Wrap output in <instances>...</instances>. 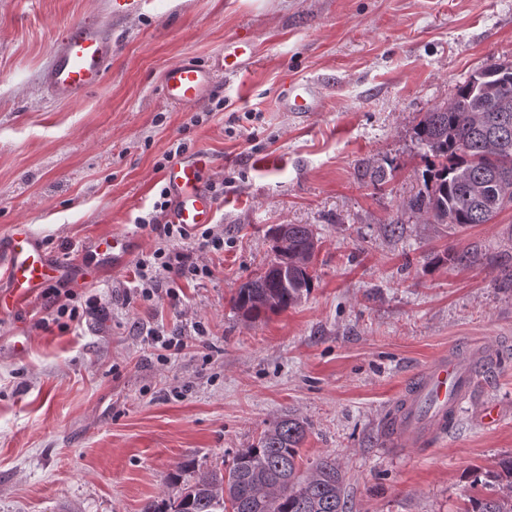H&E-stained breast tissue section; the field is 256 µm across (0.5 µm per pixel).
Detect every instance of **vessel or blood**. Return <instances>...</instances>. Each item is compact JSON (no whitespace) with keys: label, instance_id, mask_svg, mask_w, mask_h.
Returning <instances> with one entry per match:
<instances>
[{"label":"vessel or blood","instance_id":"obj_1","mask_svg":"<svg viewBox=\"0 0 512 512\" xmlns=\"http://www.w3.org/2000/svg\"><path fill=\"white\" fill-rule=\"evenodd\" d=\"M146 0H112L108 21H76L53 48V59L45 84L61 100L84 97L104 79L112 60V24L141 12ZM249 43L234 42L225 52L219 68L194 61L170 65L163 74L161 92L166 101L178 107H192L213 90L217 72L238 71L242 59L251 57ZM286 112H317L323 105L314 83L290 81L278 97ZM213 167L212 156L203 150L187 153L169 165L163 181L172 198L168 219L192 229L211 223L217 201L206 187V176ZM104 263L120 268L135 251L131 235L107 236L95 243ZM0 263L5 264L8 293H0V314L16 312L32 296L54 280L68 275L70 268L50 258L32 236L27 225H14ZM492 353L470 345L443 355L413 374L399 394L388 404L382 433L388 446L423 448L446 435L457 420V409L474 391L479 371L487 369Z\"/></svg>","mask_w":512,"mask_h":512}]
</instances>
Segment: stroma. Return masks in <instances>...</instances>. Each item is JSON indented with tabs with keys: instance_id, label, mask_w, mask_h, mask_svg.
I'll list each match as a JSON object with an SVG mask.
<instances>
[{
	"instance_id": "obj_1",
	"label": "stroma",
	"mask_w": 512,
	"mask_h": 512,
	"mask_svg": "<svg viewBox=\"0 0 512 512\" xmlns=\"http://www.w3.org/2000/svg\"><path fill=\"white\" fill-rule=\"evenodd\" d=\"M112 0H0V240L29 225L43 249L95 267L92 245L130 233L136 256L165 155L210 152L220 250L176 241L209 276L142 298L134 266L97 269L0 317V512H141L231 463L275 420L302 421L301 472L334 457L350 512H464L475 471L512 456V209L453 231L407 208L422 189L414 128L492 59L512 60V0H151L125 18L101 84L76 101L44 73L78 20ZM254 57L193 107L161 97L167 66L214 65L237 38ZM321 111H281L288 79ZM223 111H215L216 102ZM391 169L374 185L377 166ZM276 224L311 225L317 282L298 305L245 320L231 298L271 252ZM467 251V265L435 262ZM101 312L58 317L67 296ZM25 332L21 355L7 345ZM183 340L159 351L151 333ZM476 341L497 361L456 427L423 450L386 447L380 420L408 377ZM496 401L492 428L477 403Z\"/></svg>"
}]
</instances>
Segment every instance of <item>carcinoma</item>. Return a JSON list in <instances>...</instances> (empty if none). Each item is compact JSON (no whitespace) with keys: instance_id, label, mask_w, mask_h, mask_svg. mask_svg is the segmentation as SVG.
Masks as SVG:
<instances>
[{"instance_id":"1","label":"carcinoma","mask_w":512,"mask_h":512,"mask_svg":"<svg viewBox=\"0 0 512 512\" xmlns=\"http://www.w3.org/2000/svg\"><path fill=\"white\" fill-rule=\"evenodd\" d=\"M424 149L423 189L408 201L426 222L487 224L512 207V61L477 69L447 103L424 113L414 129ZM317 239L308 224L288 225V246L273 245L265 271L242 283L232 298L246 319L297 305L314 287ZM305 427L285 417L257 442L236 451L225 470L197 474L174 502L152 501L142 512H348L336 459L318 460L299 475ZM499 470L476 477L490 493L470 499L468 512H512V456Z\"/></svg>"}]
</instances>
